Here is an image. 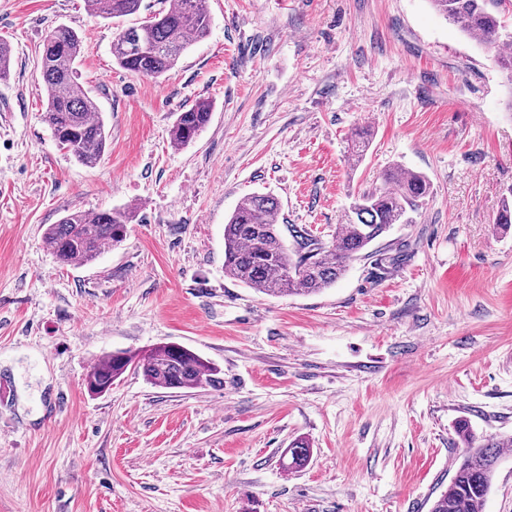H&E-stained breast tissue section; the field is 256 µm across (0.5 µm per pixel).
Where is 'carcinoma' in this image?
I'll return each instance as SVG.
<instances>
[{"label":"carcinoma","mask_w":512,"mask_h":512,"mask_svg":"<svg viewBox=\"0 0 512 512\" xmlns=\"http://www.w3.org/2000/svg\"><path fill=\"white\" fill-rule=\"evenodd\" d=\"M445 19L467 36L496 49L503 43L499 11L504 0H429ZM142 0H86L89 12L103 19L136 14ZM211 23L207 0H178L138 25L120 29L112 40V57L123 69L159 77L172 69L193 43L203 39ZM82 37L59 26L43 40L40 72L47 89L45 121L59 147L77 162L92 167L102 157L107 133L97 104L78 80L77 63L83 57ZM211 105L198 101L177 113L171 129L178 147L190 144L206 127ZM430 182L420 173L396 166L385 171L380 185L354 197L351 218L329 242L311 237L304 229L277 224L280 202L269 194L247 197L224 224V275L267 295H308L336 284L349 262L395 224L412 223L429 195ZM131 219L128 209L93 216L71 211L59 223L48 225L44 243L66 265L89 263L123 238ZM293 240L287 245L283 231ZM143 374L162 389H195L220 382V371L210 362L177 344L143 352L116 351L94 366L91 385L113 382L127 370ZM457 434L465 444L462 460L448 488L432 503L430 512H484L493 478L502 458V440L476 442L469 426ZM310 446L303 439L288 448L287 469L303 466Z\"/></svg>","instance_id":"obj_1"}]
</instances>
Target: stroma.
I'll use <instances>...</instances> for the list:
<instances>
[{"mask_svg":"<svg viewBox=\"0 0 512 512\" xmlns=\"http://www.w3.org/2000/svg\"><path fill=\"white\" fill-rule=\"evenodd\" d=\"M211 27L152 78L112 58L85 0H0V512H429L460 462L458 421L512 440V82L429 0H208ZM66 25L108 133L95 167L43 118L42 41ZM211 118L175 147L178 112ZM372 129L361 162L350 134ZM431 193L344 277L273 296L225 276L248 195L327 237L393 166ZM132 209L122 241L64 266L73 210ZM175 343L223 385L162 389L115 350ZM308 463L287 470L289 443Z\"/></svg>","mask_w":512,"mask_h":512,"instance_id":"stroma-1","label":"stroma"}]
</instances>
